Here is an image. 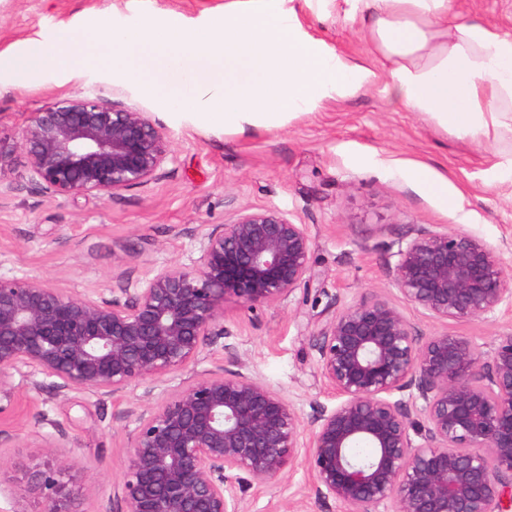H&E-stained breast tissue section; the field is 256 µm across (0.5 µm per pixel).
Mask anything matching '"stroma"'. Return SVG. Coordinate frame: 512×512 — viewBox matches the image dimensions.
<instances>
[{
	"label": "stroma",
	"mask_w": 512,
	"mask_h": 512,
	"mask_svg": "<svg viewBox=\"0 0 512 512\" xmlns=\"http://www.w3.org/2000/svg\"><path fill=\"white\" fill-rule=\"evenodd\" d=\"M224 0H0V54L53 41L63 30L83 40L90 18L137 28L145 16L197 28ZM304 31L342 56L367 62L360 20L318 19L296 4ZM459 18L512 35V0H452ZM95 92L108 103L148 113L174 156L160 179L117 197H53L31 189L16 142L32 113ZM500 146L444 132L407 111L381 88L347 100L328 99L282 127L227 131L192 115L175 117L161 98L109 66L47 67L30 81L0 68V181L15 184L0 199V275L37 276L73 292L136 282L170 264L192 266L197 232L228 222L238 210L273 208L306 225L316 276L274 304L224 303V334L198 362L147 379L107 398L59 392L43 376H13L0 386V512H45L41 499L17 496L29 470L66 463L79 512H123L118 487L138 427L129 407L157 401L217 368L241 371L281 393L303 426L336 399L320 366L317 331L344 306L374 296L390 301L426 337L443 331L473 337L489 351L512 332V315L494 321L437 322L407 302L393 282L399 241L418 230L464 229L502 252L512 266V176L495 165ZM444 179L432 194L416 167ZM63 433L64 448H40ZM240 512H349L315 493L304 455L267 483L229 474Z\"/></svg>",
	"instance_id": "1"
}]
</instances>
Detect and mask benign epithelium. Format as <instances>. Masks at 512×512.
Wrapping results in <instances>:
<instances>
[{
    "instance_id": "obj_1",
    "label": "benign epithelium",
    "mask_w": 512,
    "mask_h": 512,
    "mask_svg": "<svg viewBox=\"0 0 512 512\" xmlns=\"http://www.w3.org/2000/svg\"><path fill=\"white\" fill-rule=\"evenodd\" d=\"M18 146L28 181L52 196L115 197L173 160L145 112L101 98L32 113ZM190 267L169 265L136 287L73 293L37 277L0 276V381L39 374L54 387L114 397L199 360L222 335L224 302L277 303L311 281L306 225L277 209H242L197 235ZM396 287L438 322L489 321L512 309V269L463 230L398 243ZM321 374L337 402L310 430L283 395L240 371H211L132 409L138 428L120 486L125 512H239L227 472L276 478L308 449L315 491L350 512H512V332L484 353L471 336L420 340L388 300L344 306L318 332ZM416 390L412 402L400 394ZM424 424L413 429L411 413ZM417 434L416 443L411 434ZM366 445L359 459L351 449ZM65 464L36 471L20 495L71 512Z\"/></svg>"
}]
</instances>
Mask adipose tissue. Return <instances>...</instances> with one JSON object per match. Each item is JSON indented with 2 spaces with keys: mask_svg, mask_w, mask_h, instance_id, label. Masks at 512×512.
<instances>
[{
  "mask_svg": "<svg viewBox=\"0 0 512 512\" xmlns=\"http://www.w3.org/2000/svg\"><path fill=\"white\" fill-rule=\"evenodd\" d=\"M285 0H225L194 31L145 18L80 43L70 33L0 59L34 80L51 65L102 62L169 105L199 108L205 123L241 131L278 128L330 98L381 87L435 127L479 140L512 141V36L452 17L451 0H318L324 14L363 17L369 55L381 68L348 61L306 35Z\"/></svg>",
  "mask_w": 512,
  "mask_h": 512,
  "instance_id": "adipose-tissue-1",
  "label": "adipose tissue"
}]
</instances>
